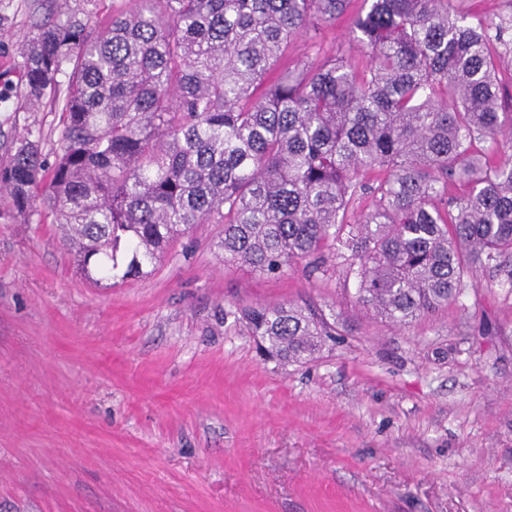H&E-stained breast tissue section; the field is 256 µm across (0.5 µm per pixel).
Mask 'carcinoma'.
Segmentation results:
<instances>
[{
    "mask_svg": "<svg viewBox=\"0 0 512 512\" xmlns=\"http://www.w3.org/2000/svg\"><path fill=\"white\" fill-rule=\"evenodd\" d=\"M74 2L19 43L21 96L61 120L53 164L36 128L0 163V219L42 204L87 280L142 277L193 226L222 224L224 261L324 275L328 251L355 303L400 326L456 300L477 267L512 284V155L498 140L512 128L499 103L512 16L365 0L350 39L366 67L333 55L283 68V46L303 31L320 43L349 0H138L103 25L98 0ZM368 194L374 208L354 214ZM244 319L277 363L336 335L316 309Z\"/></svg>",
    "mask_w": 512,
    "mask_h": 512,
    "instance_id": "obj_1",
    "label": "carcinoma"
}]
</instances>
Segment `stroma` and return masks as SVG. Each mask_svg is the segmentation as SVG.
<instances>
[{
  "label": "stroma",
  "instance_id": "35a3bbf8",
  "mask_svg": "<svg viewBox=\"0 0 512 512\" xmlns=\"http://www.w3.org/2000/svg\"><path fill=\"white\" fill-rule=\"evenodd\" d=\"M65 0H0V159L60 112L12 92L17 42ZM350 18L289 65L366 63ZM199 224L146 277L85 280L53 217L0 220V512H512V284L479 271L401 327L353 300L344 259L265 277ZM313 302L336 339L263 360L243 310Z\"/></svg>",
  "mask_w": 512,
  "mask_h": 512
}]
</instances>
